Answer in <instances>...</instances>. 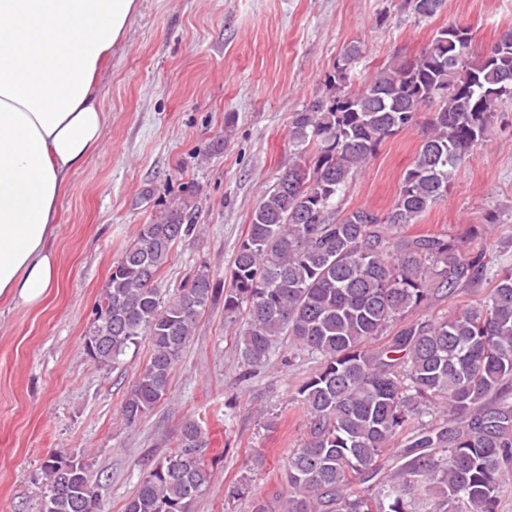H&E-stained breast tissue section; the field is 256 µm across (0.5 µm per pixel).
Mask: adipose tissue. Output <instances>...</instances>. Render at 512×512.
I'll list each match as a JSON object with an SVG mask.
<instances>
[{
	"mask_svg": "<svg viewBox=\"0 0 512 512\" xmlns=\"http://www.w3.org/2000/svg\"><path fill=\"white\" fill-rule=\"evenodd\" d=\"M140 0H0V298L59 285L52 242L69 176L98 148L100 75Z\"/></svg>",
	"mask_w": 512,
	"mask_h": 512,
	"instance_id": "ef3b65f1",
	"label": "adipose tissue"
}]
</instances>
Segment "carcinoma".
<instances>
[{"label":"carcinoma","mask_w":512,"mask_h":512,"mask_svg":"<svg viewBox=\"0 0 512 512\" xmlns=\"http://www.w3.org/2000/svg\"><path fill=\"white\" fill-rule=\"evenodd\" d=\"M431 18L445 0H403ZM472 28L450 22L415 59L385 66L355 91L362 55L349 46L326 93L291 116L295 159L255 208L225 271L224 317L247 311L235 336L246 373L286 338L320 360L297 390L306 439L284 466L287 495L253 512H499L512 484V271L492 272L481 249L408 225L445 198L462 160L512 101V28L477 58ZM426 131L392 206L342 211L345 189L389 137ZM192 195L142 225L112 267L83 337L86 355L115 366L146 339L150 356L122 406L134 427L165 398L195 326L216 296L207 267L173 298L156 282L172 249L194 233ZM487 280L488 292L437 318L412 317ZM391 340L375 345L388 328ZM440 408L436 425L421 422ZM207 447L187 421L177 446L145 468L124 512H192L207 489ZM40 512H99L101 477L85 456L51 453Z\"/></svg>","instance_id":"1"}]
</instances>
